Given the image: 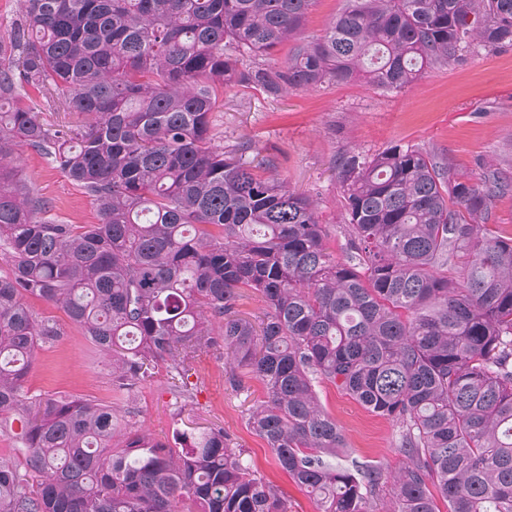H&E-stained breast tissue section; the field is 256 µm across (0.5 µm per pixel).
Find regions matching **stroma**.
<instances>
[{
  "mask_svg": "<svg viewBox=\"0 0 512 512\" xmlns=\"http://www.w3.org/2000/svg\"><path fill=\"white\" fill-rule=\"evenodd\" d=\"M215 145L235 152L251 148L244 161L274 158L290 189L315 198L319 219L328 229L327 246L343 257L345 214L337 160L346 153L368 157L393 146L421 148L449 158L475 176L484 165L512 164V49L489 53L472 49L449 66L427 70L404 92L382 91L362 79L314 89H293L273 99L259 90L229 87L212 114ZM18 166L51 205L50 215L68 224L98 221L82 188L42 155L26 146L15 149ZM38 319L56 323L63 335L40 347L26 388L32 396L83 397L110 404L121 428L146 431L172 440L176 431L221 428L258 472L273 481L288 501V512H316L313 498L277 464L265 440L246 418L263 397V386L247 371L230 370L224 353L208 350L190 361L189 385L179 390L166 366L122 399L112 389V368L60 308L33 299ZM322 406L335 418L346 446L335 459L398 470L399 428L361 406L329 383L319 384Z\"/></svg>",
  "mask_w": 512,
  "mask_h": 512,
  "instance_id": "obj_1",
  "label": "stroma"
}]
</instances>
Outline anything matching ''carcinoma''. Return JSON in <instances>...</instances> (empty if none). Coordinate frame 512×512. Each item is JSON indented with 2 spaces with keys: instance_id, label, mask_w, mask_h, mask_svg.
Returning <instances> with one entry per match:
<instances>
[{
  "instance_id": "cac0c4a2",
  "label": "carcinoma",
  "mask_w": 512,
  "mask_h": 512,
  "mask_svg": "<svg viewBox=\"0 0 512 512\" xmlns=\"http://www.w3.org/2000/svg\"><path fill=\"white\" fill-rule=\"evenodd\" d=\"M315 0H20L0 37V102L27 88L84 123L76 138L29 107L0 112V512H288L222 428L174 444L130 432L112 406L29 397L36 350L63 335L28 300L62 309L112 357L128 397L164 363L224 349L265 398L249 427L318 512H512V238L490 234L512 171L472 178L445 157L395 146L341 158L346 255L326 246L311 197L216 147L210 115L227 86L278 97L359 76L412 87L471 47L512 48V0H346L322 35L296 39ZM256 63L245 65L244 59ZM26 145L95 204L96 224L45 217L20 173ZM261 294L260 323L243 292ZM329 382L400 429V470L325 460L345 447L316 399Z\"/></svg>"
}]
</instances>
